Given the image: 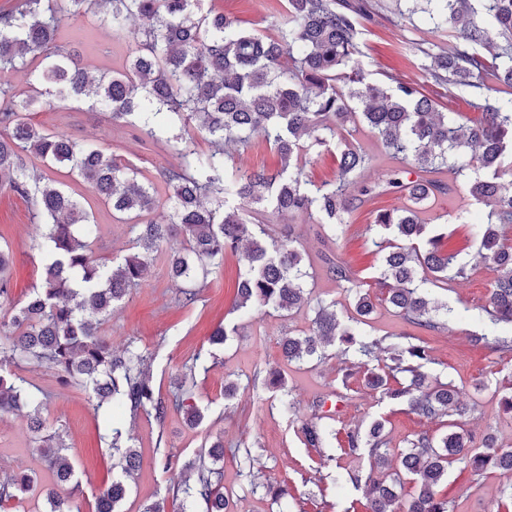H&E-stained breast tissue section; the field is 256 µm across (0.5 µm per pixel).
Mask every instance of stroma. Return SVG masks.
<instances>
[{
  "label": "stroma",
  "instance_id": "stroma-1",
  "mask_svg": "<svg viewBox=\"0 0 512 512\" xmlns=\"http://www.w3.org/2000/svg\"><path fill=\"white\" fill-rule=\"evenodd\" d=\"M373 18L364 22L360 60L371 78L385 80L393 76L415 80L425 93L447 111L459 112L470 119H480L467 99L451 97L434 85L420 65L422 56L409 51V43L428 48H449L453 39L448 30L435 28L425 13L415 12L412 19L399 21L398 13L408 10V0H370ZM214 11L236 18L242 27L268 32L273 16L286 13V0H208ZM63 44L80 56L83 65L95 74L119 67L132 57L134 44L113 35L98 16L88 14L65 22ZM29 120L48 133H64L112 153L124 164L134 166L152 177L172 160L165 142L148 139L139 130L95 114L88 105H41L29 114ZM51 178L83 195L85 206L92 211L99 226V236L91 250L99 262H118L131 253L134 234L131 226L114 217L110 206L73 180L65 170H52ZM447 194L426 202L421 218L428 224L443 225L448 233L444 244L469 266L467 278L449 281L447 287L429 288L434 301L455 311L444 328L428 330L404 322L386 304L377 305L364 330L370 336H413L428 346L431 361L426 370L431 376L462 386V399L470 408L460 418L464 430L475 441L493 437L497 446L512 448V412L505 411L500 400L512 391V354L503 355L491 347H475L472 334H494L495 329L484 311L498 273L492 265L476 263V245L471 224L485 218L484 205L470 203L463 190L464 177L443 173ZM403 194L391 193L366 201L351 215L349 224L338 235H331L327 225L308 217H277L276 225L300 223L304 226V258L314 273L307 280L314 298L334 304L340 320L354 313V299L344 291L328 271V260L346 265L354 278L369 284L373 296L383 290L376 279L379 257L372 245L376 233L371 224L377 211L405 207ZM469 210L470 221L463 224L456 216ZM31 199L0 189V246L13 257V288L8 298H0V319L9 317L12 307L22 304L39 283L43 269V252L36 246V226L32 220ZM240 270L236 257H226L223 266L198 280V300L181 303V282L168 274L166 254L151 262L144 281L131 289L100 327L114 351H121L129 338H136L148 356L152 383L161 394H169L173 380L182 367L207 345V338L217 326H237L224 348L218 349L216 363L198 372L195 400L205 418L196 427L189 426L183 411L169 410L164 422L148 416L113 419L111 414L95 410L88 393L76 385L61 384L57 373L47 367H30L23 376L41 389L46 400L41 417L47 431L61 432L68 446L66 456L79 481L82 512H93L100 487L109 484L119 471L114 468L110 450L100 437L112 421H119L129 434L140 455L133 478L128 479V494L121 512H144L147 505L167 495L169 473L163 471L156 453L157 444L187 460L207 442L223 438L225 493L233 497L234 512H278L264 490H251L242 476L232 452L251 448L257 460L259 482L287 483L291 496L288 512H367L362 490L351 483L337 481V474L368 475V456L345 454L340 442L346 431L367 430L373 421H381L389 438V463L397 465L398 454L413 435L427 432L441 436L448 431L449 417L427 419L407 407L390 404L378 390L367 385L365 371L357 365L355 354L329 356L324 363L312 366L288 361L282 351L285 335H309L314 313L301 307L282 317L254 314L242 317L236 309ZM273 372L279 388L250 387L255 371ZM237 383L239 390L225 399L224 386ZM343 395L340 411L324 419L328 432V453L335 459L321 463L316 449L305 446L295 433L296 424L312 419L320 403ZM289 397L295 406L294 417L283 415L278 406L281 397ZM34 475L37 483L22 499L7 503L6 512H45V491L52 479L37 450V442L23 416H0V478L12 473ZM512 484V471L488 469L474 474L456 462L449 466L439 493L447 497L449 512H512V497L502 489Z\"/></svg>",
  "mask_w": 512,
  "mask_h": 512
}]
</instances>
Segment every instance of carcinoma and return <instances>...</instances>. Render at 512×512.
Returning <instances> with one entry per match:
<instances>
[{
    "instance_id": "1",
    "label": "carcinoma",
    "mask_w": 512,
    "mask_h": 512,
    "mask_svg": "<svg viewBox=\"0 0 512 512\" xmlns=\"http://www.w3.org/2000/svg\"><path fill=\"white\" fill-rule=\"evenodd\" d=\"M286 17L272 22V32L246 31L238 21L206 7V0H13L0 8V72L39 65L30 74L39 96L23 99L8 83H0V188H8L35 205V219L43 228L44 264L41 281L24 304L14 309L9 323L0 324L6 342L0 344V368L29 365L53 369L68 384H76L97 400V408L120 409L135 419L142 414L163 422L169 406L182 409L187 422L204 419L194 402L196 372L207 370L215 358L200 350L185 367L172 397L153 387L147 356L135 341L120 355L112 353L99 334L100 324L129 289L141 284L154 254L181 237L185 245L169 251L173 279L189 284L182 303L197 299L192 288L207 277L227 254L244 265L238 282L239 307L257 312L291 313L309 303L303 288L310 272L304 269L300 234L292 225L275 233L271 219L283 215L318 216L331 232L348 223L364 197L391 192L407 195L412 204L400 210L378 212L374 226L387 233L375 243L381 253L383 301L409 324L439 329L434 312L455 311L432 303L418 281L434 286L448 283V273L467 277V265L444 251L443 237L430 236L420 217L422 205L445 194L447 183L438 175L462 174L470 168L488 175L465 184L468 195L489 207L487 221L476 224L478 257L496 268L498 278L485 312L495 326L512 329V248L501 242L499 226L512 224V187L500 178L512 167V98L487 95L484 75L512 87V0H480L483 15H475L470 0H423L435 28L457 30L447 51L421 50L431 59L422 69L436 84L454 95L474 89L482 111L470 125L448 117L414 81L390 87L367 80L360 57L362 20L372 19L367 0H287ZM89 12L102 14L112 33L130 39L136 54L122 71L92 76L60 45L65 17ZM142 24L130 27V21ZM86 102L109 114L115 123L135 126L154 140L166 136L177 162L158 172L169 191V211L160 214L153 183L138 182V170L117 162L103 150L80 143L63 133H46L27 120L38 104ZM359 122L377 135L397 166L385 170L360 197L349 195L369 158L343 131ZM205 135L211 148L196 147L190 129ZM260 133L279 156L280 168L242 169L226 157L224 147L250 146ZM333 142L338 162L336 180L315 185L304 174L307 151ZM31 154L52 170L58 165L111 205L112 214L132 222L137 230L136 252L115 266L98 263L88 239L99 225L78 195L64 184L29 172L24 156ZM10 253L0 248V297L9 295ZM329 272L353 295L357 318L367 324L376 302L363 284L340 264ZM339 339L342 353L355 350L366 369L368 384L390 401L405 402L416 414L464 416L467 405L460 390L438 379L428 383L422 371L430 353L423 343L383 347L384 339L371 338L344 325L329 305L317 304L312 333L283 342L289 360L322 361L324 344ZM388 352L382 356V352ZM43 392L26 379L0 374V414L27 410L30 429L39 435V448L61 494H46L47 512H80L76 498L79 482L68 462L63 437L42 434L39 417ZM450 424L448 433L435 439L415 435L400 454V470L412 477L417 491L407 503L399 502L400 477L388 478L384 424L346 433L348 452H365L371 459L366 478L349 475L363 488L368 512H449L448 499L437 487L448 465L463 462L480 473L492 466L512 471V449L500 448L486 438L481 448ZM297 433L311 448L325 441L316 421L301 424ZM108 447L117 458L122 476L100 492L95 512H119L125 499L124 478L138 465L131 437L118 426L107 433ZM163 470L171 473L172 501L179 512L202 504L204 512H231L220 484L217 463L224 460V442L213 441L193 460L183 464L157 449ZM36 479L28 474L0 480V506L27 491Z\"/></svg>"
}]
</instances>
